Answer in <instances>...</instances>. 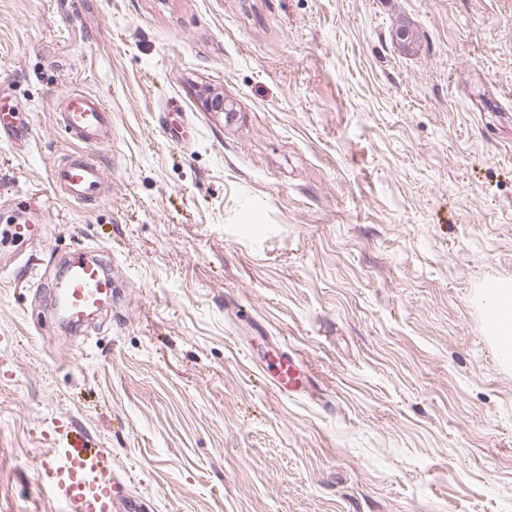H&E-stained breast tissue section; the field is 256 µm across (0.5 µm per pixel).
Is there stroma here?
<instances>
[{
	"label": "stroma",
	"mask_w": 512,
	"mask_h": 512,
	"mask_svg": "<svg viewBox=\"0 0 512 512\" xmlns=\"http://www.w3.org/2000/svg\"><path fill=\"white\" fill-rule=\"evenodd\" d=\"M70 87L112 111L90 209L48 184ZM0 89V512H57L62 448L138 512H512L473 302L512 281V0H0ZM87 252L114 298L72 334L36 281ZM3 136L14 142L30 140L31 127L27 112H6L0 119V139ZM274 368L276 369L275 376L277 380V384H274V386L280 391H282L281 387H283L290 393L297 392L299 390L295 388L302 382V373L305 374V379H307L303 363L291 356L279 358L274 364Z\"/></svg>",
	"instance_id": "stroma-1"
}]
</instances>
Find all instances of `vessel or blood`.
<instances>
[{
    "label": "vessel or blood",
    "mask_w": 512,
    "mask_h": 512,
    "mask_svg": "<svg viewBox=\"0 0 512 512\" xmlns=\"http://www.w3.org/2000/svg\"><path fill=\"white\" fill-rule=\"evenodd\" d=\"M56 121L63 134L82 149L53 162L51 187L68 202L91 208L109 191L98 155L112 148V114L100 96L69 88L58 98ZM0 135L15 142L30 139L28 113L1 115ZM111 296L112 283L100 259L71 262L66 287L54 290L60 314L74 327L85 323L89 309L102 307ZM304 371L303 363L290 356L275 364L278 384L290 391L301 383ZM37 473L65 504L66 512H115L111 476L106 470H93L81 451L67 449L41 460Z\"/></svg>",
    "instance_id": "obj_1"
}]
</instances>
